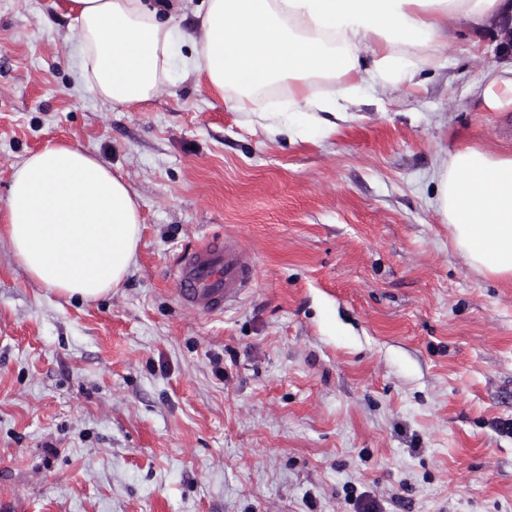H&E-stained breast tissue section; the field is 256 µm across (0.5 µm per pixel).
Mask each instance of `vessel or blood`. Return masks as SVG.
<instances>
[{
	"label": "vessel or blood",
	"instance_id": "vessel-or-blood-1",
	"mask_svg": "<svg viewBox=\"0 0 512 512\" xmlns=\"http://www.w3.org/2000/svg\"><path fill=\"white\" fill-rule=\"evenodd\" d=\"M250 254L232 242L211 241L185 249L174 272L178 301L202 314H216L238 302L253 285Z\"/></svg>",
	"mask_w": 512,
	"mask_h": 512
}]
</instances>
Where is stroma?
I'll use <instances>...</instances> for the list:
<instances>
[{
    "label": "stroma",
    "instance_id": "obj_1",
    "mask_svg": "<svg viewBox=\"0 0 512 512\" xmlns=\"http://www.w3.org/2000/svg\"><path fill=\"white\" fill-rule=\"evenodd\" d=\"M197 30L204 0H145ZM421 83L362 85L304 137L229 109L181 64L122 111L81 73L65 0H0V207L50 141L112 166L136 264L93 303L0 240V503L25 512H512V285L474 270L434 205L456 148L512 154L493 34L427 49ZM253 255L205 315L174 267L207 239ZM485 100L489 108L496 109L504 103H512V77H495L486 86Z\"/></svg>",
    "mask_w": 512,
    "mask_h": 512
}]
</instances>
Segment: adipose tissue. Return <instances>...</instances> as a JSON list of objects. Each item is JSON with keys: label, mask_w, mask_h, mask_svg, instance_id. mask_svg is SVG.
Masks as SVG:
<instances>
[{"label": "adipose tissue", "mask_w": 512, "mask_h": 512, "mask_svg": "<svg viewBox=\"0 0 512 512\" xmlns=\"http://www.w3.org/2000/svg\"><path fill=\"white\" fill-rule=\"evenodd\" d=\"M78 25L84 79L112 106L131 108L164 84L181 33L144 0H68ZM488 30L512 47V0H207L183 66L231 109L252 92L287 83L288 114L271 135L301 133L316 112H342L362 83L415 84L420 64L403 53L450 33ZM339 81L335 96L310 91ZM436 207L455 248L481 274L512 283V155L457 149L439 172ZM0 237L29 277L89 303L120 288L135 261L140 214L124 179L75 144L46 143L15 168Z\"/></svg>", "instance_id": "1"}]
</instances>
